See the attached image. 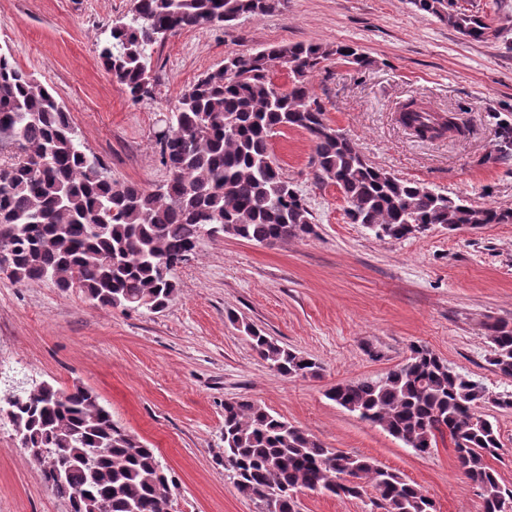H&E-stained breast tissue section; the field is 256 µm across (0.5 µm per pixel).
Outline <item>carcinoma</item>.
Segmentation results:
<instances>
[{
  "mask_svg": "<svg viewBox=\"0 0 512 512\" xmlns=\"http://www.w3.org/2000/svg\"><path fill=\"white\" fill-rule=\"evenodd\" d=\"M463 36L479 40L488 24L455 8L454 0H413ZM284 0H133L131 14L112 23L100 46L103 67L132 99L149 92L154 47L190 27L229 26L261 16ZM287 60L291 83L273 79V56ZM360 67L368 58L351 45L302 42L227 58V64L186 87L163 119L161 158L169 179L156 191L117 184L87 153L68 112L0 48V150H16L0 166V257L19 283L49 280L83 293L100 306L164 309L176 293L175 268L205 237L230 235L273 245L315 233L305 199L284 177L270 151L276 130L307 132L314 143L315 176L331 181L348 204L353 224L374 226L379 238L410 236L409 227L512 222V210L478 206L372 166L356 144L330 124L310 93L308 77L332 57ZM400 122L422 138H461L469 129L453 112H432L411 99ZM251 348L279 374L305 378L317 363L241 322ZM490 364L512 377V327H490ZM330 400L382 427L418 454L448 432L466 478L483 496L484 512L512 508V486L500 483L489 459L498 455L497 428L479 408L512 409V393L494 398L433 351L411 349L404 363L377 380L338 383ZM19 394L7 416L27 448H47L38 460L45 482L70 512H166L175 480L155 449L124 437L125 428L89 388H39L37 406ZM224 470L238 490L278 512H297L303 489L361 498L372 489L382 512H434L433 502L374 459L326 447L314 435L249 399L224 402Z\"/></svg>",
  "mask_w": 512,
  "mask_h": 512,
  "instance_id": "1",
  "label": "carcinoma"
}]
</instances>
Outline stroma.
I'll list each match as a JSON object with an SVG mask.
<instances>
[{"instance_id": "obj_1", "label": "stroma", "mask_w": 512, "mask_h": 512, "mask_svg": "<svg viewBox=\"0 0 512 512\" xmlns=\"http://www.w3.org/2000/svg\"><path fill=\"white\" fill-rule=\"evenodd\" d=\"M490 27L471 40L411 0H285L233 25L187 28L152 59L150 93L132 101L98 48L132 0H0V48L66 106L89 153L117 183L157 189L168 179L157 144L160 113L227 55L294 42L349 44L365 68L331 59L310 79L328 123L375 166L475 205L512 209V165L489 163L512 128V0H455ZM452 111L464 138L421 140L398 121L407 100ZM284 175L306 198L313 235L264 246L203 238L175 271L178 291L160 312L94 305L49 281L0 272V398L16 382L95 391L114 422L155 448L176 482L174 512H262L222 463L224 402L246 397L325 446L375 459L429 497L436 512H482L448 434L418 454L329 400L334 385L379 379L423 346L489 395L512 378L488 362L492 324L512 325V224L451 231L432 225L402 240L350 223L347 203L319 182L303 130L272 138ZM244 320L313 359L314 378L288 379L244 340ZM501 448L490 461L512 484V410L485 407ZM0 512H66L38 464L0 420Z\"/></svg>"}]
</instances>
